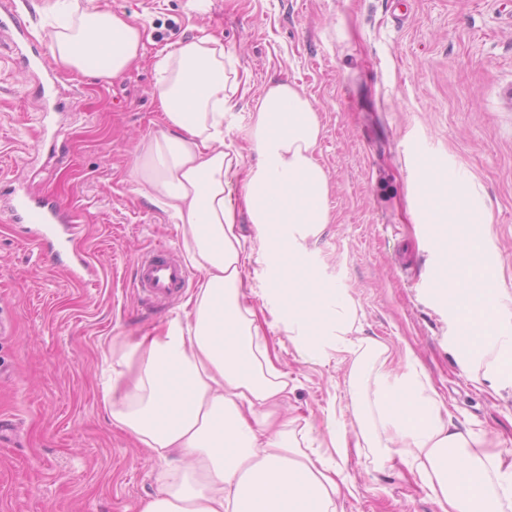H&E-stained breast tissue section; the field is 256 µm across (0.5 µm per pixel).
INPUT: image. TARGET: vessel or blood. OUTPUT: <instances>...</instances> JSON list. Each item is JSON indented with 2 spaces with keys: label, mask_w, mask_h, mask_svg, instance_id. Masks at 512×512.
<instances>
[{
  "label": "vessel or blood",
  "mask_w": 512,
  "mask_h": 512,
  "mask_svg": "<svg viewBox=\"0 0 512 512\" xmlns=\"http://www.w3.org/2000/svg\"><path fill=\"white\" fill-rule=\"evenodd\" d=\"M11 221L33 227L31 243L45 249L48 235L54 225H62L65 234H72V226L66 225L57 205L47 198L18 196L11 212ZM133 286L136 292L152 306L170 302L189 282V271L178 254L165 248H155L142 253L136 260Z\"/></svg>",
  "instance_id": "b4317fda"
}]
</instances>
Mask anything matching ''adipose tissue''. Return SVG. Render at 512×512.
Returning <instances> with one entry per match:
<instances>
[{
  "label": "adipose tissue",
  "instance_id": "obj_1",
  "mask_svg": "<svg viewBox=\"0 0 512 512\" xmlns=\"http://www.w3.org/2000/svg\"><path fill=\"white\" fill-rule=\"evenodd\" d=\"M55 61L109 80L144 56L146 32L109 10L73 7L48 34ZM160 130L136 151L134 174L169 209L187 260L203 275L184 316L124 348L108 365L103 403L113 423L158 459L178 456L141 512H338L349 449L400 458L438 512H499L512 470L460 430L415 368L391 377L392 352L363 335L359 308L303 266L333 216L318 159L321 125L304 89L269 81L253 100L245 164L224 138L241 81L223 44L202 34L154 63ZM242 175L240 195L230 179ZM257 229L249 244L238 224ZM273 264L285 299L272 316L311 357L334 346L349 363L354 432H334L336 458L302 447L283 414L290 383L243 301L255 253ZM497 484H490V472Z\"/></svg>",
  "mask_w": 512,
  "mask_h": 512
}]
</instances>
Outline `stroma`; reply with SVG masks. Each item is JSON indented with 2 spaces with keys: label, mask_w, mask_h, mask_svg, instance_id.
Instances as JSON below:
<instances>
[{
  "label": "stroma",
  "mask_w": 512,
  "mask_h": 512,
  "mask_svg": "<svg viewBox=\"0 0 512 512\" xmlns=\"http://www.w3.org/2000/svg\"><path fill=\"white\" fill-rule=\"evenodd\" d=\"M13 2L31 40L0 33V416L19 424L14 443L0 444V512H137L157 491L167 464L112 424L102 371L113 349L184 315L183 302L151 308L130 286L141 252L183 250L132 168L159 130L156 54L202 30L248 80L228 118L246 162L256 160L246 130L265 83H297L318 112L334 219L305 260L322 287L353 297L395 373L413 355L448 419L486 449L512 450V382L490 387L484 364L456 355L455 320L433 292L434 230L412 219L415 155L465 176L486 212L500 316L512 327V0H79L144 24L145 54L113 80L60 69V112L45 111L41 74L20 55L33 42L51 59L45 16L65 13L66 0ZM19 186L76 225L59 259L10 222ZM80 256L93 267L84 283L66 270ZM267 339L294 385L286 416L304 446L334 455L332 433L356 425L346 363L332 349L305 358L282 331ZM344 468L340 512H437L403 465L378 466L370 449L350 451Z\"/></svg>",
  "instance_id": "stroma-1"
}]
</instances>
